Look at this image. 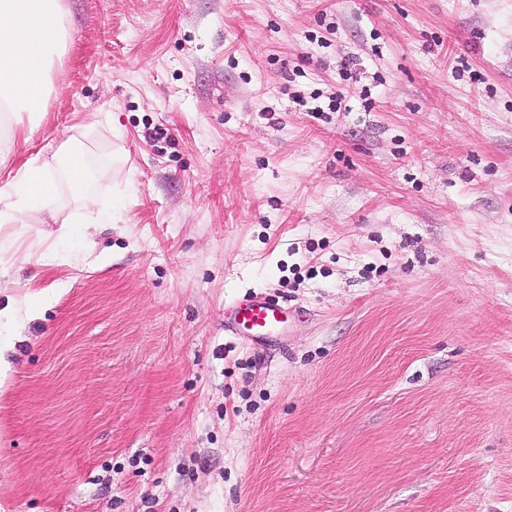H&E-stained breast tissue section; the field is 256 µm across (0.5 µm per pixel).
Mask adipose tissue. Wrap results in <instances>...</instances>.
Masks as SVG:
<instances>
[{
    "instance_id": "obj_1",
    "label": "adipose tissue",
    "mask_w": 512,
    "mask_h": 512,
    "mask_svg": "<svg viewBox=\"0 0 512 512\" xmlns=\"http://www.w3.org/2000/svg\"><path fill=\"white\" fill-rule=\"evenodd\" d=\"M65 0H0V118L14 125L39 124L52 90L49 69L68 37ZM64 170L83 203L88 166L79 152L36 159L0 184V223H24L29 212L51 209L56 172Z\"/></svg>"
}]
</instances>
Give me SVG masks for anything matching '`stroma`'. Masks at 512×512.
<instances>
[{
    "label": "stroma",
    "instance_id": "1",
    "mask_svg": "<svg viewBox=\"0 0 512 512\" xmlns=\"http://www.w3.org/2000/svg\"><path fill=\"white\" fill-rule=\"evenodd\" d=\"M66 5L0 183L94 204L0 227V512H512V0ZM63 171L66 173L70 186L85 205H90L91 198L86 192L88 166L81 152H70L63 158ZM285 311L272 303L261 291H253L236 300L232 321L225 330L247 336L252 343H262L281 336L285 328Z\"/></svg>",
    "mask_w": 512,
    "mask_h": 512
}]
</instances>
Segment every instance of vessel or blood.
I'll list each match as a JSON object with an SVG mask.
<instances>
[{
  "instance_id": "obj_1",
  "label": "vessel or blood",
  "mask_w": 512,
  "mask_h": 512,
  "mask_svg": "<svg viewBox=\"0 0 512 512\" xmlns=\"http://www.w3.org/2000/svg\"><path fill=\"white\" fill-rule=\"evenodd\" d=\"M285 322L284 309L254 291L235 301L229 330L258 344L281 335Z\"/></svg>"
}]
</instances>
